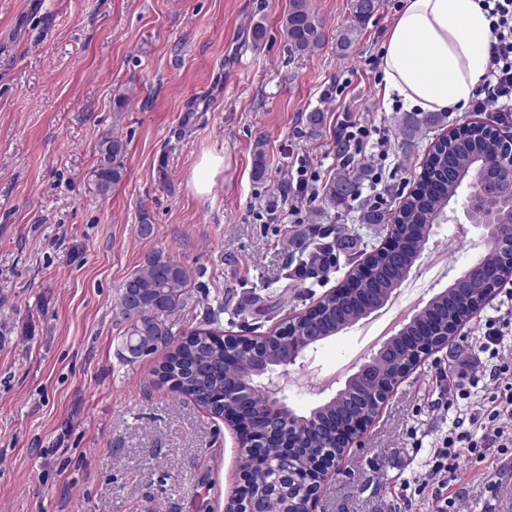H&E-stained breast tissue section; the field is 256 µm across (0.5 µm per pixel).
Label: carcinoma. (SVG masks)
<instances>
[{
  "label": "carcinoma",
  "instance_id": "cac0c4a2",
  "mask_svg": "<svg viewBox=\"0 0 512 512\" xmlns=\"http://www.w3.org/2000/svg\"><path fill=\"white\" fill-rule=\"evenodd\" d=\"M364 0H351L350 9L354 24L340 32L337 48L345 52L356 41L359 24L368 20L379 8V0H374L372 10L363 8ZM284 31L288 47L293 53L305 54L321 46L324 40L320 19L310 9L309 0H288V10L284 16ZM440 118L433 112H417L405 118L403 122L406 138H412L419 128L436 125ZM498 141L491 128L468 127L457 136L450 151L441 147L427 167L437 174L436 179H426L419 190L407 198L402 205V227L412 231L416 244L423 247L426 243L427 226L438 221L443 212L439 206L442 200H451L458 190L466 185L476 184L481 176V165L494 161V153L489 142ZM98 155L109 154L108 161H98L96 173L98 191L101 195L111 192L122 180L124 173V155L126 144L117 136L106 134L98 142ZM453 155L457 180L450 184L445 173L448 155ZM358 178L348 170H342L330 183L328 196L333 203H343L350 197H356ZM408 257L401 253H386L380 256L374 265L373 280L370 288H389L392 278L387 270L392 266L406 263ZM128 281L136 282L141 289L142 301L139 307L129 308L118 296L116 308L118 315L128 323L125 331V343L138 345L140 356H150L162 348L165 357L158 369V376L179 392L189 394L196 400L213 405L218 411H224V397L221 386L224 385V339L209 329H198L190 334L176 332V314L187 304L188 271L169 260L162 266L149 261ZM480 299V284L474 282L467 291L448 296L444 307L445 318L453 322L467 314L469 308ZM349 316L354 311V302L345 301L344 306L336 307V300L329 299L322 310L309 314L298 321V327L307 328L312 322L330 324L336 312Z\"/></svg>",
  "mask_w": 512,
  "mask_h": 512
}]
</instances>
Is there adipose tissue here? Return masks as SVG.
Listing matches in <instances>:
<instances>
[{"mask_svg": "<svg viewBox=\"0 0 512 512\" xmlns=\"http://www.w3.org/2000/svg\"><path fill=\"white\" fill-rule=\"evenodd\" d=\"M478 0H403L381 54L386 95L424 112H460L488 64Z\"/></svg>", "mask_w": 512, "mask_h": 512, "instance_id": "1", "label": "adipose tissue"}]
</instances>
